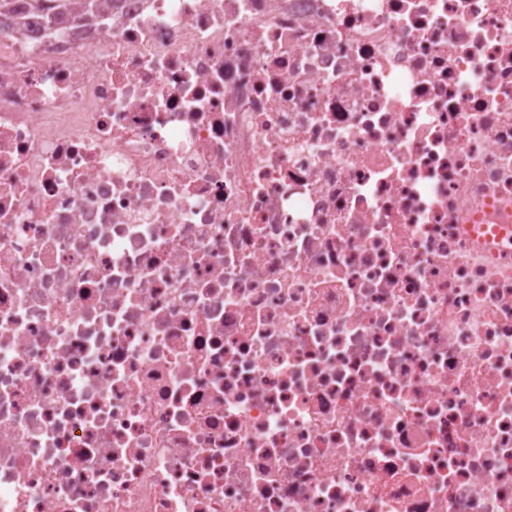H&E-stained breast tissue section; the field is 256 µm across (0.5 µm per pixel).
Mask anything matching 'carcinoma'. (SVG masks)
Listing matches in <instances>:
<instances>
[{
    "label": "carcinoma",
    "mask_w": 512,
    "mask_h": 512,
    "mask_svg": "<svg viewBox=\"0 0 512 512\" xmlns=\"http://www.w3.org/2000/svg\"><path fill=\"white\" fill-rule=\"evenodd\" d=\"M100 14V0H0V16H14L22 26L38 17L49 34L70 22L88 25Z\"/></svg>",
    "instance_id": "obj_1"
}]
</instances>
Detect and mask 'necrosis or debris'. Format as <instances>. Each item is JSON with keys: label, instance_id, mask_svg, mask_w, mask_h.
I'll return each mask as SVG.
<instances>
[{"label": "necrosis or debris", "instance_id": "4bbe7bcc", "mask_svg": "<svg viewBox=\"0 0 512 512\" xmlns=\"http://www.w3.org/2000/svg\"><path fill=\"white\" fill-rule=\"evenodd\" d=\"M0 512H512V0L0 32Z\"/></svg>", "mask_w": 512, "mask_h": 512}]
</instances>
